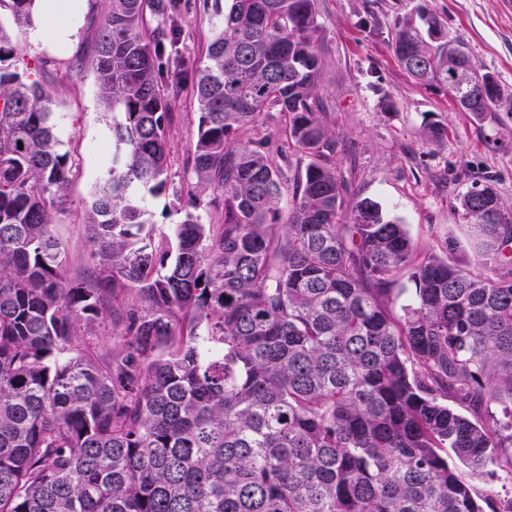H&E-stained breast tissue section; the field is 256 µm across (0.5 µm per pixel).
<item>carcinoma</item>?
I'll list each match as a JSON object with an SVG mask.
<instances>
[{
    "instance_id": "carcinoma-1",
    "label": "carcinoma",
    "mask_w": 512,
    "mask_h": 512,
    "mask_svg": "<svg viewBox=\"0 0 512 512\" xmlns=\"http://www.w3.org/2000/svg\"><path fill=\"white\" fill-rule=\"evenodd\" d=\"M35 2L0 0V512H512L483 487L512 483V208L488 184L460 192L470 264L347 200L315 0H206L188 169L224 223L191 203L175 247L154 242L174 114L147 15L174 4L110 0L94 62L112 163L93 283L70 281L50 231L73 175L54 90L14 64ZM419 16L395 31L400 66L494 117L497 79ZM274 112L277 148L258 136ZM119 289L140 306L101 356L82 328ZM197 195L196 213L200 215L203 224L224 223V203L222 194L213 186L195 191Z\"/></svg>"
}]
</instances>
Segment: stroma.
I'll return each mask as SVG.
<instances>
[{"mask_svg": "<svg viewBox=\"0 0 512 512\" xmlns=\"http://www.w3.org/2000/svg\"><path fill=\"white\" fill-rule=\"evenodd\" d=\"M425 7L463 41L474 61L512 97V0H317L322 26L323 122L335 131L348 170V194L378 202L401 219L422 246L456 224L458 194L474 181L493 185L512 206V112L477 124L455 107L444 87L413 80L397 63L392 38L398 24ZM109 0H82L69 43L49 49L34 31L19 41L28 69L56 92L57 134L73 162L66 204L52 226L67 255V274L82 281L91 265L87 215L92 194L107 178L112 157V115L99 102L93 74L98 28ZM164 28L171 32L158 59L176 85L174 120L166 134L171 181L150 201L155 239L172 237L183 213L180 198L197 195L202 223L224 221L222 194L195 188L186 172L198 114L192 95L195 68L210 38L203 0H180ZM447 128L435 143L431 126ZM135 298L117 293L113 312L85 330L92 350H119L118 311Z\"/></svg>", "mask_w": 512, "mask_h": 512, "instance_id": "stroma-1", "label": "stroma"}]
</instances>
